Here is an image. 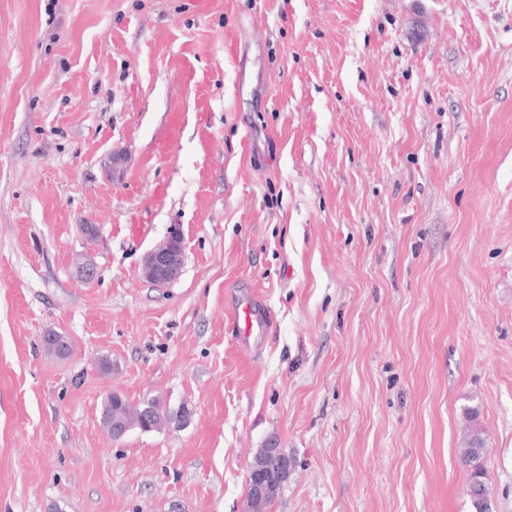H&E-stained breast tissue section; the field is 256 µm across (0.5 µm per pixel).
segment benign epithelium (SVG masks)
I'll return each instance as SVG.
<instances>
[{"instance_id":"benign-epithelium-1","label":"benign epithelium","mask_w":512,"mask_h":512,"mask_svg":"<svg viewBox=\"0 0 512 512\" xmlns=\"http://www.w3.org/2000/svg\"><path fill=\"white\" fill-rule=\"evenodd\" d=\"M181 238L179 233L170 235V241L163 247L152 250L146 257L143 273L156 277L165 273V277L177 275L181 264ZM292 471V462L287 454L274 441L261 449L251 466L247 482V512H262V507L271 501Z\"/></svg>"}]
</instances>
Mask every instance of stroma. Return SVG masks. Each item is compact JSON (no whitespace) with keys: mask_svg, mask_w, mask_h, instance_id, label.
<instances>
[{"mask_svg":"<svg viewBox=\"0 0 512 512\" xmlns=\"http://www.w3.org/2000/svg\"><path fill=\"white\" fill-rule=\"evenodd\" d=\"M468 406L512 512V0H0V512H472ZM180 247V235L178 232H173L167 245L158 247L147 255L143 269L144 275L153 278L158 276L159 272H163L165 278L175 277L181 264ZM267 326L253 299L238 301L234 307L232 329L243 345L250 343L251 336H262ZM146 405H150L153 409L151 416H149L151 413L150 409H145L147 418L143 413ZM173 420L174 417L164 411L163 407L156 401H148L141 407H133L125 398L118 394H112L106 398L101 412L102 426L111 435L112 431L114 432L117 429L125 430L127 433L133 427L143 432L155 431L171 423ZM292 471V462L275 441L262 448L251 466L247 482V512H260L271 501Z\"/></svg>","mask_w":512,"mask_h":512,"instance_id":"35a3bbf8","label":"stroma"}]
</instances>
